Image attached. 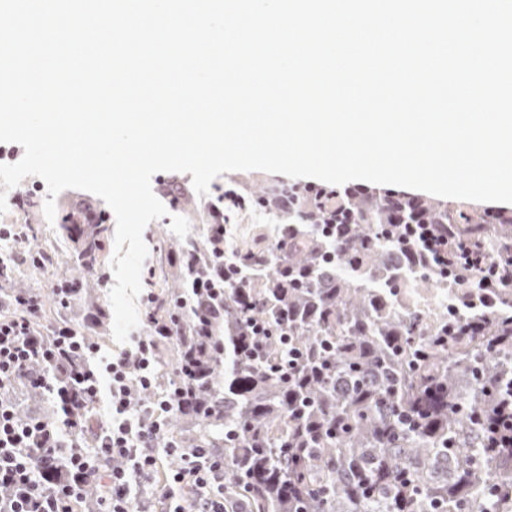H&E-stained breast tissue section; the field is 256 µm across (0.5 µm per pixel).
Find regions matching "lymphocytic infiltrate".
Segmentation results:
<instances>
[{
  "mask_svg": "<svg viewBox=\"0 0 512 512\" xmlns=\"http://www.w3.org/2000/svg\"><path fill=\"white\" fill-rule=\"evenodd\" d=\"M421 258L442 263L465 260L474 267L491 258L480 246H455L445 229L427 226L419 240ZM156 297H143L144 330L100 368L81 360L93 342L75 340L67 327L40 332V301L25 295L11 318L0 317V512H81L85 487L106 491L103 512H248L244 504L224 501V453L211 445H185L169 427L171 403L157 392L151 365L160 343L173 332L155 320ZM17 387L52 390L64 420L33 416L19 419L5 400ZM151 393L133 408L134 391ZM93 450H85V442ZM68 450L65 479L48 480L47 459ZM175 461L159 473L161 459Z\"/></svg>",
  "mask_w": 512,
  "mask_h": 512,
  "instance_id": "obj_1",
  "label": "lymphocytic infiltrate"
}]
</instances>
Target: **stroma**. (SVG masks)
<instances>
[{
    "label": "stroma",
    "mask_w": 512,
    "mask_h": 512,
    "mask_svg": "<svg viewBox=\"0 0 512 512\" xmlns=\"http://www.w3.org/2000/svg\"><path fill=\"white\" fill-rule=\"evenodd\" d=\"M281 174L262 171L231 172L221 174L210 184L207 196H198L192 185L191 174L160 172L153 176L151 186L156 196L162 197L168 210L166 217L152 221L144 230L143 239L149 249L144 262L145 267L158 265L162 249L175 246L176 237L169 225L172 216L179 215L188 219L191 230H201L210 221L209 205L219 195L228 190L252 191L267 190L284 182ZM36 177L25 178L17 187L8 191V198L24 197L28 204L24 208L9 206L5 214L0 215L1 224L18 225L20 231L37 229L39 246L45 247L54 258L55 266H64L74 253L73 242L64 237L56 227L50 226L43 215L45 196L36 192ZM275 224L272 216L263 211L250 208L241 209L232 204L224 206V227L226 238L233 244H241L254 238L258 233L269 231Z\"/></svg>",
    "instance_id": "35a3bbf8"
}]
</instances>
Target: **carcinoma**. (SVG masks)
<instances>
[{
  "label": "carcinoma",
  "instance_id": "1",
  "mask_svg": "<svg viewBox=\"0 0 512 512\" xmlns=\"http://www.w3.org/2000/svg\"><path fill=\"white\" fill-rule=\"evenodd\" d=\"M280 195L276 239L228 257L185 239L159 266L176 343L155 356L158 390L179 401L188 343L204 373L172 429L224 449V498L252 512H512V448L485 445L487 417L512 399V286L463 287L512 275L499 253L512 215L393 192ZM423 219L482 242L495 265L418 264L405 225ZM59 228L78 248L51 299H68L80 338L109 318L107 227L75 205ZM23 292L0 270L4 300Z\"/></svg>",
  "mask_w": 512,
  "mask_h": 512
}]
</instances>
